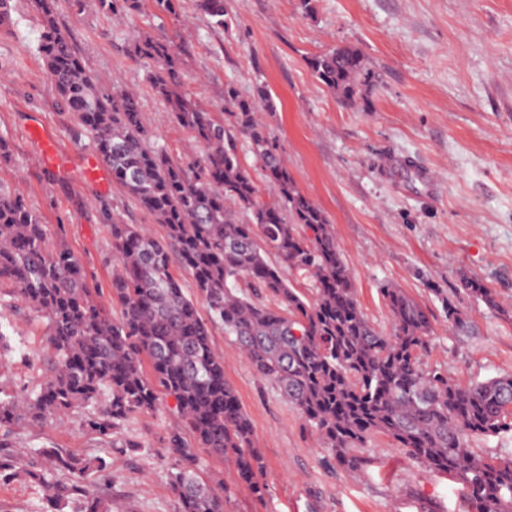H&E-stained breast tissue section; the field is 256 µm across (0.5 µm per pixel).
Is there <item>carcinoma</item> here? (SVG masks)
Segmentation results:
<instances>
[{
    "label": "carcinoma",
    "mask_w": 512,
    "mask_h": 512,
    "mask_svg": "<svg viewBox=\"0 0 512 512\" xmlns=\"http://www.w3.org/2000/svg\"><path fill=\"white\" fill-rule=\"evenodd\" d=\"M217 27H228L224 0H197ZM99 7L134 15L140 0H98ZM39 52L62 104L91 135L100 158L125 192L166 228V238L139 224L112 219V319L87 286V272L24 199L0 188V283L43 322L50 355L38 388L0 399V485L24 478L42 492L37 512H112L91 480L112 482L102 456L79 457L63 448L17 449L13 428L80 412V422L116 448V437L139 413L157 409L159 393L174 397L192 438L175 430L165 440L170 483L182 512H224V497L198 475L200 451L233 462L253 493L262 468L249 418L224 379V360L211 347L209 324L220 322L256 374L276 386L301 413L321 448L350 473L363 465L360 448L381 433L429 471L460 484L473 512H512V455L485 458L468 447L474 435L512 428V376L457 384L425 370L416 352L432 326L425 310L398 288L382 289L393 333L384 335L361 311L352 279L324 212L302 192L260 116L273 109L266 90L257 100L224 88L230 127L202 111L182 91L181 59L168 42L135 33L133 55L149 65L148 82L168 114L204 148L186 165L150 143L139 96L110 93L87 70L56 21V0H34ZM315 78L345 106L354 105L376 76L355 47L313 56ZM248 142L269 174L275 199L266 202L241 164L235 134ZM178 248L196 296L188 297L170 271ZM315 282L304 297L281 267ZM463 291L498 307L481 282L462 279ZM277 301L272 308L265 303ZM448 322L465 333L467 317L448 304ZM150 370H145V365Z\"/></svg>",
    "instance_id": "carcinoma-1"
}]
</instances>
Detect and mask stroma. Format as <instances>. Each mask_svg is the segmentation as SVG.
<instances>
[{
    "label": "stroma",
    "mask_w": 512,
    "mask_h": 512,
    "mask_svg": "<svg viewBox=\"0 0 512 512\" xmlns=\"http://www.w3.org/2000/svg\"><path fill=\"white\" fill-rule=\"evenodd\" d=\"M224 0L230 29L212 27L197 0L175 12L142 0L139 13L101 10L97 0H57V22L86 68L111 91H135L152 144L186 162L199 155L189 134L151 91L148 69L131 53L137 29L181 54V88L204 111L223 119L224 87L253 99L265 87L274 108L268 131L288 171L328 218L349 268L357 301L383 333L392 321L385 286L403 290L428 313L433 332L417 356L467 384L512 375V0ZM0 24V137L13 160L0 164V185L21 195L81 260L93 295L113 303L114 215L144 225L156 238L165 227L112 179L90 176L95 149L62 106L39 52L33 0H9ZM339 46L360 49L378 83L366 100L345 107L314 77L311 57ZM52 144L47 163L38 156ZM492 288L488 308L461 288L462 278ZM468 317L455 333L448 305ZM0 327L11 352L0 357V390L37 387L50 348L44 328L0 284ZM211 347L224 359L262 456V495L242 483L224 459L201 453V474L224 492L225 512H471L462 488L426 470L390 437L372 435L358 475L339 468L306 427L300 412L242 359L222 325ZM136 415L120 434L133 442L118 452L87 432L77 417L23 422L21 444L53 445L111 464L113 512H181L170 486L164 444L182 422L173 397Z\"/></svg>",
    "instance_id": "obj_1"
}]
</instances>
